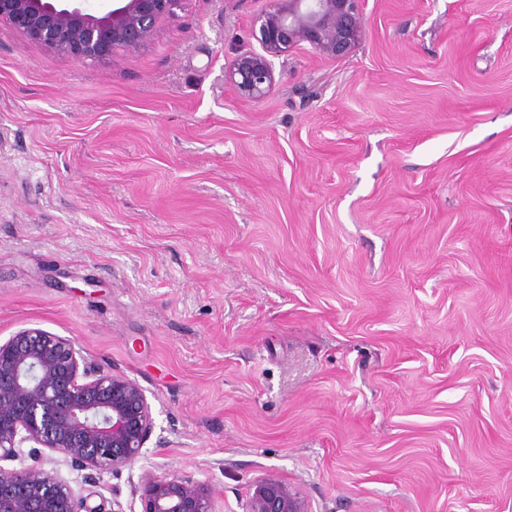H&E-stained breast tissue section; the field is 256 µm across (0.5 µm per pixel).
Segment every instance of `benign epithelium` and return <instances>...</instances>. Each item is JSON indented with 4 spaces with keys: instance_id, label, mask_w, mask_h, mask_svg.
Here are the masks:
<instances>
[{
    "instance_id": "benign-epithelium-1",
    "label": "benign epithelium",
    "mask_w": 512,
    "mask_h": 512,
    "mask_svg": "<svg viewBox=\"0 0 512 512\" xmlns=\"http://www.w3.org/2000/svg\"><path fill=\"white\" fill-rule=\"evenodd\" d=\"M82 2L0 0V22L46 50L95 62L138 54L185 0H120L94 13ZM360 2L271 0L258 18L262 51L236 57L229 81L256 101L275 85L272 58L292 47L306 43L332 59L348 55L364 30ZM154 428L141 385L89 361L74 339L24 328L0 340V512H105L90 505L93 493L84 486L136 461ZM35 454L53 467L24 464ZM61 463L76 477L63 478ZM135 493L140 512H214V487L206 481L145 470ZM246 512L310 510L297 489L268 473L251 484Z\"/></svg>"
}]
</instances>
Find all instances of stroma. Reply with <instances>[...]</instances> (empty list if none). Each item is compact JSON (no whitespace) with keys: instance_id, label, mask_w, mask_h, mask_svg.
Segmentation results:
<instances>
[{"instance_id":"35a3bbf8","label":"stroma","mask_w":512,"mask_h":512,"mask_svg":"<svg viewBox=\"0 0 512 512\" xmlns=\"http://www.w3.org/2000/svg\"><path fill=\"white\" fill-rule=\"evenodd\" d=\"M270 0H185L134 58L0 24V338L137 380L143 470L246 512H512V0H364L265 98L225 78ZM247 512H310L301 493L274 473L251 484Z\"/></svg>"}]
</instances>
